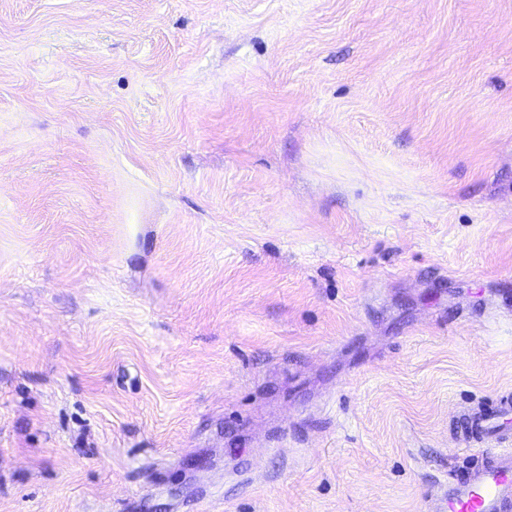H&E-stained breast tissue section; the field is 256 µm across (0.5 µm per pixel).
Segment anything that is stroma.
<instances>
[{"mask_svg": "<svg viewBox=\"0 0 512 512\" xmlns=\"http://www.w3.org/2000/svg\"><path fill=\"white\" fill-rule=\"evenodd\" d=\"M512 391V0H0V512H427Z\"/></svg>", "mask_w": 512, "mask_h": 512, "instance_id": "stroma-1", "label": "stroma"}]
</instances>
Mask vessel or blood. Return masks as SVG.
<instances>
[{
	"instance_id": "vessel-or-blood-1",
	"label": "vessel or blood",
	"mask_w": 512,
	"mask_h": 512,
	"mask_svg": "<svg viewBox=\"0 0 512 512\" xmlns=\"http://www.w3.org/2000/svg\"><path fill=\"white\" fill-rule=\"evenodd\" d=\"M475 461L461 476L439 484L428 512H512V392L465 414Z\"/></svg>"
}]
</instances>
